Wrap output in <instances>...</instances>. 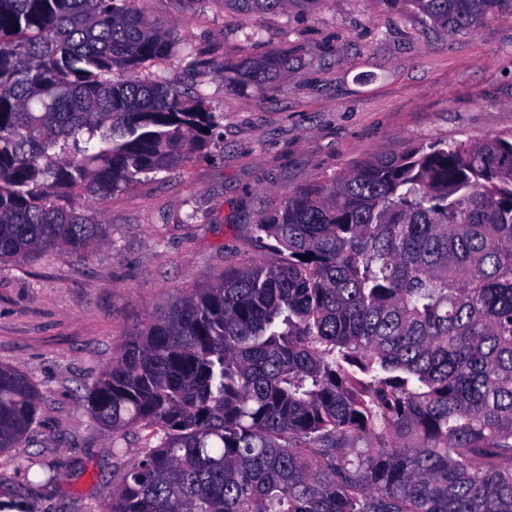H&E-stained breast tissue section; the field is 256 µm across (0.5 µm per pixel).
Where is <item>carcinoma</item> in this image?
Listing matches in <instances>:
<instances>
[{
	"label": "carcinoma",
	"mask_w": 512,
	"mask_h": 512,
	"mask_svg": "<svg viewBox=\"0 0 512 512\" xmlns=\"http://www.w3.org/2000/svg\"><path fill=\"white\" fill-rule=\"evenodd\" d=\"M180 2L259 17L322 0ZM388 2L458 31L512 16V0ZM178 42L136 0H0V263L108 243L64 196L104 199L206 147L204 97L142 74ZM289 64L273 49L227 89ZM254 237L276 262L157 307L88 389L112 455L148 431L102 512H512V139L369 154ZM41 403L0 365V452Z\"/></svg>",
	"instance_id": "obj_1"
}]
</instances>
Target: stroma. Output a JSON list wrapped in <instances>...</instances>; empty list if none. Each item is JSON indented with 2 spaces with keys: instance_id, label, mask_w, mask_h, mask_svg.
Masks as SVG:
<instances>
[{
  "instance_id": "35a3bbf8",
  "label": "stroma",
  "mask_w": 512,
  "mask_h": 512,
  "mask_svg": "<svg viewBox=\"0 0 512 512\" xmlns=\"http://www.w3.org/2000/svg\"><path fill=\"white\" fill-rule=\"evenodd\" d=\"M139 6L201 53L195 75L176 57L145 74L203 93L217 124L178 170L102 200L69 196L110 225L108 244L0 264V364L43 396L28 442L0 453V499L29 512H95L117 486L147 433L132 429L123 458L113 457L87 386L177 290L272 262L253 228L289 193L414 142L512 138V17L450 33L378 0H322L313 13L256 18L219 5L189 12L179 0ZM246 28L259 37L245 40ZM284 44L303 47L299 73L225 90V67Z\"/></svg>"
}]
</instances>
